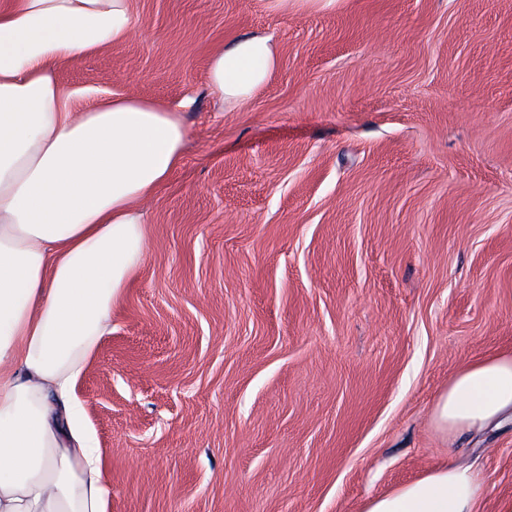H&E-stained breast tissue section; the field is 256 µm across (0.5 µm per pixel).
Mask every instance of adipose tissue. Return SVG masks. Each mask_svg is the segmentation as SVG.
I'll return each instance as SVG.
<instances>
[{
    "label": "adipose tissue",
    "instance_id": "1",
    "mask_svg": "<svg viewBox=\"0 0 512 512\" xmlns=\"http://www.w3.org/2000/svg\"><path fill=\"white\" fill-rule=\"evenodd\" d=\"M131 0L0 6V512H111L112 487L76 386L143 262L139 210L180 165L179 110L65 89L56 67L125 42ZM271 37L216 53L210 86L247 104L274 71ZM512 415V354L467 364L433 420L451 436ZM478 474L448 465L362 512H477Z\"/></svg>",
    "mask_w": 512,
    "mask_h": 512
}]
</instances>
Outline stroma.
<instances>
[{
	"label": "stroma",
	"instance_id": "35a3bbf8",
	"mask_svg": "<svg viewBox=\"0 0 512 512\" xmlns=\"http://www.w3.org/2000/svg\"><path fill=\"white\" fill-rule=\"evenodd\" d=\"M70 89L179 108L180 166L77 385L111 512H361L451 462L512 512V421L432 411L512 353V0H132ZM271 36L242 110L209 61Z\"/></svg>",
	"mask_w": 512,
	"mask_h": 512
}]
</instances>
